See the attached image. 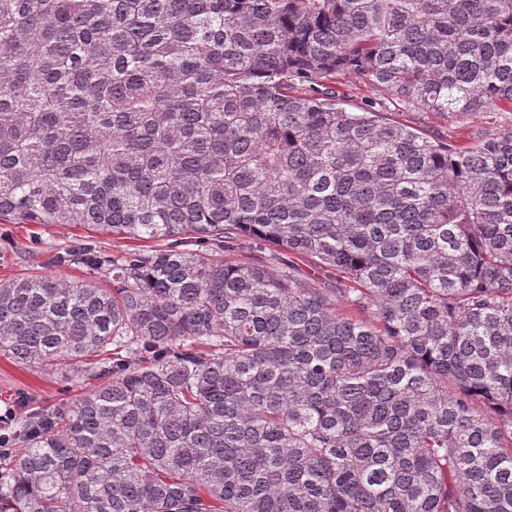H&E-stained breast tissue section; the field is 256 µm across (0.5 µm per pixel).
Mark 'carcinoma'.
Returning a JSON list of instances; mask_svg holds the SVG:
<instances>
[{"instance_id": "obj_1", "label": "carcinoma", "mask_w": 512, "mask_h": 512, "mask_svg": "<svg viewBox=\"0 0 512 512\" xmlns=\"http://www.w3.org/2000/svg\"><path fill=\"white\" fill-rule=\"evenodd\" d=\"M348 73L512 107V0H0V222L158 243L0 282V356L94 382L0 512H512V131ZM337 85L344 92L345 107L358 110L371 104L379 112H387L389 118L416 127L429 136L464 148L476 139L495 137L512 131V112H469L451 115L438 112H422L393 99L383 88L367 84L356 75L340 78Z\"/></svg>"}]
</instances>
